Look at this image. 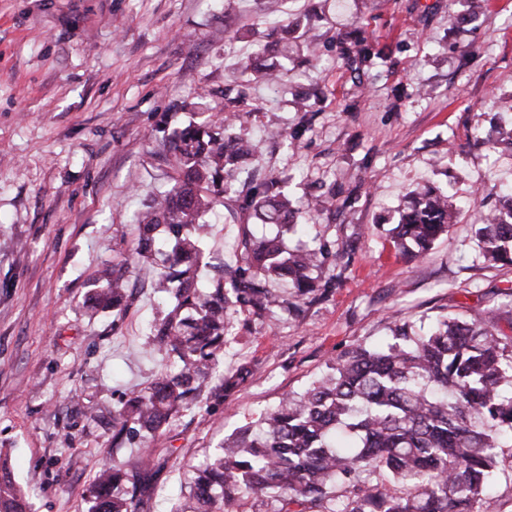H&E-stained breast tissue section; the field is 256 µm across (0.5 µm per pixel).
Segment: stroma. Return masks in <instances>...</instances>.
Masks as SVG:
<instances>
[{
  "label": "stroma",
  "instance_id": "obj_1",
  "mask_svg": "<svg viewBox=\"0 0 512 512\" xmlns=\"http://www.w3.org/2000/svg\"><path fill=\"white\" fill-rule=\"evenodd\" d=\"M234 2L0 0V455L29 512H86L102 465L134 470L141 443L113 448L111 417L93 422L84 410L169 369L142 351L165 301L132 266L122 310L91 317L86 302L98 270L126 256L133 210L173 175L162 141L186 122L195 91L205 89L210 112H227L238 61L269 36L314 42L320 55H271L287 78L248 85L253 135L305 131L297 147L265 139L253 166L287 178L297 204L339 187L308 236L351 254L319 270L328 290L301 312L229 307L221 362L251 376L224 404L164 425L142 512L191 506L195 467L353 346L382 344L403 324L422 334L446 315L484 317L512 290V265L485 262L473 232L477 212L497 204L491 187L512 183V151L466 144L476 125L512 138V0H491L460 27L448 17L465 0ZM355 28L391 51L357 98L331 45ZM424 183L447 186L463 211L426 257L402 259L389 231ZM237 235L220 217L206 225L207 280L225 276Z\"/></svg>",
  "mask_w": 512,
  "mask_h": 512
}]
</instances>
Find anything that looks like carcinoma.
Instances as JSON below:
<instances>
[{"label":"carcinoma","mask_w":512,"mask_h":512,"mask_svg":"<svg viewBox=\"0 0 512 512\" xmlns=\"http://www.w3.org/2000/svg\"><path fill=\"white\" fill-rule=\"evenodd\" d=\"M336 55L358 81L388 58L360 29L336 32ZM249 72L268 84L283 78L258 54L243 64L241 74ZM246 116L233 111L222 119L210 114L192 120L163 144L177 176L136 215L137 237L125 262L150 265L164 255L154 288L170 302L150 327L146 347L177 359L180 368L112 405L116 446L126 431H142L153 444L163 424L200 407V397L224 400L244 384L250 375L245 367L212 382L232 329L229 306L257 316L286 309L288 301L267 281L308 294L316 289L314 270L330 256L324 245L288 249L281 231L255 238L243 224L228 276L200 279L202 241L192 229L218 205L234 217L248 214L288 232L298 229L285 181L248 167L260 146ZM495 189L503 205L480 217L478 247L484 260L512 264V188ZM455 223L447 190L417 187L400 212L394 247L422 257ZM102 278L108 287L89 299L95 312L123 299L115 269L103 270ZM503 316L512 328V308L504 304L486 319L449 317L426 335L406 325L376 349L347 351L306 391L282 398L258 430L248 427L225 439L196 468L189 512H226L259 495L278 503L274 512H472L476 504L490 505L501 440L512 436V336L498 328ZM154 469L147 451L133 474L116 462L104 468L88 489L87 512H140ZM361 471L384 478L360 481ZM338 488L347 493L340 509L330 507ZM26 509L23 490L0 478V512Z\"/></svg>","instance_id":"1"}]
</instances>
